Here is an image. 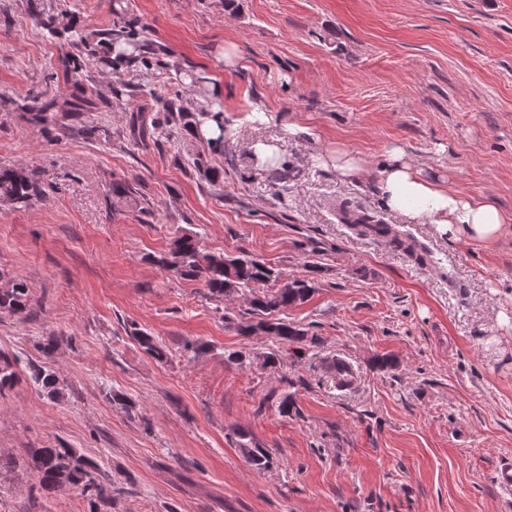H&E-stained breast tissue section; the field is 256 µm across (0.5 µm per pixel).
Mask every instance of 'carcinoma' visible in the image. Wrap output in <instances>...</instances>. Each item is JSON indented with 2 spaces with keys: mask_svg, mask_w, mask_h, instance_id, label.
I'll return each mask as SVG.
<instances>
[{
  "mask_svg": "<svg viewBox=\"0 0 512 512\" xmlns=\"http://www.w3.org/2000/svg\"><path fill=\"white\" fill-rule=\"evenodd\" d=\"M149 38L144 30L136 29L132 22L118 14L112 24L91 36L79 29L71 30L67 47L63 50L60 65L66 79L72 83L73 92L68 97L46 88L28 97V120L37 125L56 121L53 110L63 104L69 111L80 114L96 110L93 95L83 83V69L94 62H101L113 70L126 67L137 73L136 91L144 98L145 105L134 112L131 141L133 145L148 148L158 144L160 137H168L185 130L200 137L205 121L215 123L211 136L201 137L211 150L224 148V112L212 111V104L203 105L199 112H183L176 107L179 94L163 97L156 93L154 81L169 69L160 53L147 48ZM193 165L203 171L212 184L224 182L222 170L208 165V160L198 153ZM42 196L34 174L20 166L0 167V199L26 205ZM338 210L348 224L365 235L372 234L389 239L393 247L416 252L408 239L393 232L386 224L378 222L366 212H354L347 205ZM149 261L175 277L198 280L207 288L211 299L220 300L233 295L245 296L247 316L237 322V331L244 337L271 336L282 345L319 344V337L293 322L280 317V313L305 304L316 286L312 279H297L267 264L264 260L241 248L236 254H211L204 252L198 236L185 233L176 237L169 250ZM12 315L31 314V296L28 283L18 277L0 274V313ZM133 338L147 354L163 363L168 359L166 346L151 333L136 329ZM29 378L51 400L62 397L63 386L55 372L42 365H29ZM19 381L11 360L0 355V392ZM235 442L246 462L254 469H269L274 459L269 451L256 445L249 434L233 431ZM26 467L33 474L41 489L51 492L64 483L87 502V512H112L116 499L112 483L100 480L98 463L64 445H46L28 450Z\"/></svg>",
  "mask_w": 512,
  "mask_h": 512,
  "instance_id": "carcinoma-1",
  "label": "carcinoma"
}]
</instances>
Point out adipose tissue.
I'll list each match as a JSON object with an SVG mask.
<instances>
[{
  "label": "adipose tissue",
  "instance_id": "obj_1",
  "mask_svg": "<svg viewBox=\"0 0 512 512\" xmlns=\"http://www.w3.org/2000/svg\"><path fill=\"white\" fill-rule=\"evenodd\" d=\"M378 191L390 210L413 224H435L453 242L490 244L503 230L504 216L494 204L424 177L398 146L386 150Z\"/></svg>",
  "mask_w": 512,
  "mask_h": 512
}]
</instances>
